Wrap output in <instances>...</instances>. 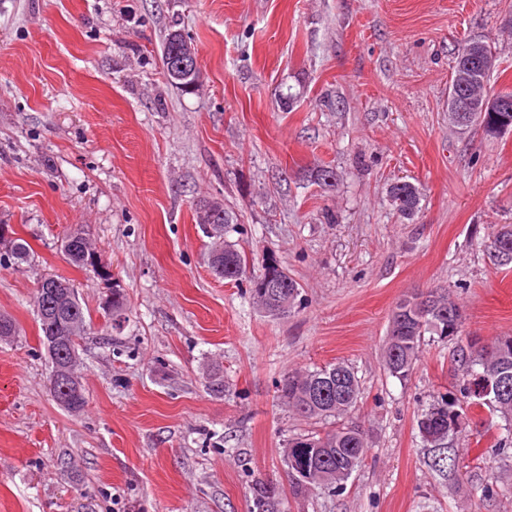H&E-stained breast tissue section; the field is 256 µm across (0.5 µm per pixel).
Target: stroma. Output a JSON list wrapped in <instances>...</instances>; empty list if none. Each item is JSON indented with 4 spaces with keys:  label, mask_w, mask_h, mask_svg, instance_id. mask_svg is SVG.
<instances>
[{
    "label": "stroma",
    "mask_w": 512,
    "mask_h": 512,
    "mask_svg": "<svg viewBox=\"0 0 512 512\" xmlns=\"http://www.w3.org/2000/svg\"><path fill=\"white\" fill-rule=\"evenodd\" d=\"M174 23L197 51L190 90L163 71ZM471 39L497 56L492 91H512V0H0V224L33 250L0 266V314L18 327L0 341V512H250L255 480L286 491L287 512H512L499 413L462 412L448 475L417 426L459 397L460 346L512 335V268L485 248L512 224V133L448 123ZM317 166L334 186L310 178ZM398 181L420 191L412 218L390 202ZM202 198L237 217L238 249L301 285L298 312L266 316L248 282L213 273ZM79 227L111 282L66 259ZM46 274L72 279L91 316L77 415L48 390L33 303ZM437 288L462 334L426 335L412 374L389 375L393 309ZM336 362L359 381L350 418L369 449L342 488L295 496L283 448L319 425L277 385Z\"/></svg>",
    "instance_id": "obj_1"
}]
</instances>
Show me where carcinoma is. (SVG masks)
<instances>
[{
  "instance_id": "obj_1",
  "label": "carcinoma",
  "mask_w": 512,
  "mask_h": 512,
  "mask_svg": "<svg viewBox=\"0 0 512 512\" xmlns=\"http://www.w3.org/2000/svg\"><path fill=\"white\" fill-rule=\"evenodd\" d=\"M471 42L467 41L457 49V55L452 67L448 86V97L458 96L471 101L492 97L489 81L493 69L485 68L481 78L475 82L462 85L455 76L462 66L470 63L468 50ZM184 51L196 52L190 39L182 33L177 25H172L164 37L162 44L163 70L169 83L179 87L185 83L172 79L170 68L174 54ZM395 209L404 216L414 214L419 204V192L415 185L409 182H397L389 190ZM195 221L198 224L211 225L213 238L209 263L211 268L226 280L239 281L241 275L251 267L245 252L236 245L224 240V234L234 223L232 214L224 208L219 199H206L194 209ZM69 240L67 259L77 268L96 267L92 261L97 254L88 234L82 228H76L66 235ZM0 240L8 245V249L0 252V264L10 262L22 264L30 257L31 247L27 241L19 237L8 236L0 226ZM498 240L512 250V225L503 224L492 230L487 237L486 247H492V242ZM276 264L272 258L263 259L259 274L251 277L250 296L252 302L263 313L274 318H286L297 307L300 295L299 283L288 275L282 268L277 267L276 274L288 281V295L275 298L261 291V279L267 270ZM73 288L71 280L61 276H50L37 283L35 290V307L45 302L52 303L47 289ZM432 309L411 308L410 300L404 299L397 303L392 312L387 331V341L384 351L385 369L393 376L405 378L414 369L421 353L424 336L427 333L440 338L448 337L447 324L462 327V309L453 296L445 289L429 292ZM40 339L45 346L51 365L65 367L73 362V353L78 349V340L84 335V326L90 322L87 308L81 302H76L75 311L62 320L50 315L37 314ZM463 385L460 389L463 402L470 407L478 401L471 394V387L476 376H506L512 381V336H498L488 344L472 347L461 351ZM343 372L349 381L350 389L347 395H336L328 392L324 396L316 394L315 386L325 380L336 378L337 372ZM70 393L62 391V384L49 381V390L56 403L65 411L77 415L81 413L87 398L80 376L70 381ZM360 395L359 382L352 369L343 362L329 364L313 371H290L278 387V399L295 415L306 420L335 419V426L324 432H310L288 441L284 451V462L290 474H295V468H305V474L296 478L293 492H306L318 487H339L351 476L362 462L368 448L367 434L357 424L344 421L349 410L355 406ZM458 403L443 402L428 409L418 418V429L426 432L424 441L432 449L431 467L441 471L445 466L436 459L448 454V438L454 435L450 422L460 416ZM253 502L252 512H283V498L275 489L257 481L250 488Z\"/></svg>"
}]
</instances>
